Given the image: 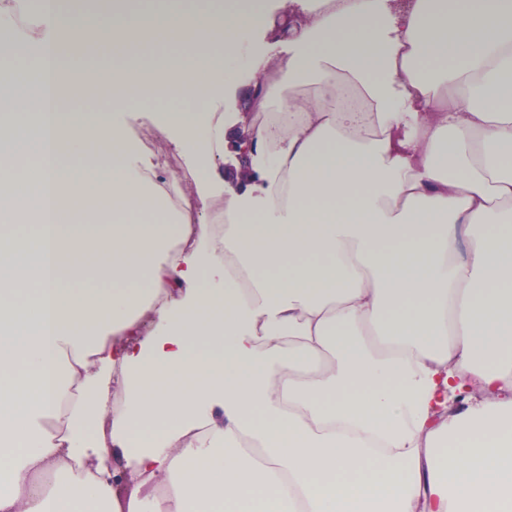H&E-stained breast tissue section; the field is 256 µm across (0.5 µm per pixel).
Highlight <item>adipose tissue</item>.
<instances>
[{
    "mask_svg": "<svg viewBox=\"0 0 512 512\" xmlns=\"http://www.w3.org/2000/svg\"><path fill=\"white\" fill-rule=\"evenodd\" d=\"M26 6L42 50L89 30L60 0ZM267 21L264 0L96 21L114 54L134 31L179 51L142 70L162 98L87 97L81 123L75 78L24 54L34 78L0 104V147L38 162L0 181V370L24 369L0 377V512H512V0L402 19L319 0L282 28L288 56L253 69L288 122L255 126L261 191L225 197L217 226L207 105L182 78L219 81ZM345 87L363 113L337 109ZM147 107L194 154L192 196L100 119ZM90 198L172 221L77 223ZM116 448L167 494L120 497Z\"/></svg>",
    "mask_w": 512,
    "mask_h": 512,
    "instance_id": "ef3b65f1",
    "label": "adipose tissue"
}]
</instances>
